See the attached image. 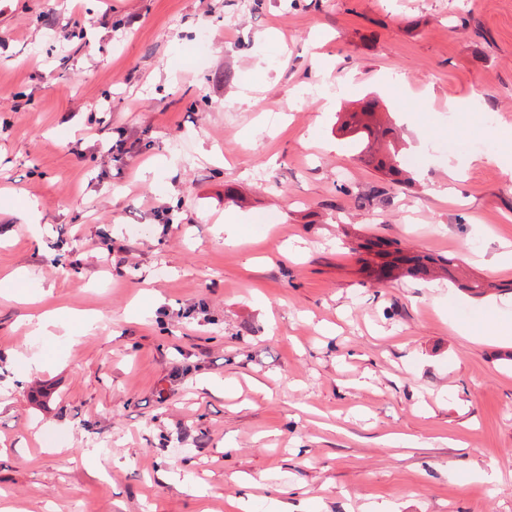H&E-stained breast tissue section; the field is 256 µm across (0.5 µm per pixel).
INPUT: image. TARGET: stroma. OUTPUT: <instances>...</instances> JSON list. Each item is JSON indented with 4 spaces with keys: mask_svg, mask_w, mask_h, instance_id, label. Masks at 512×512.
I'll list each match as a JSON object with an SVG mask.
<instances>
[{
    "mask_svg": "<svg viewBox=\"0 0 512 512\" xmlns=\"http://www.w3.org/2000/svg\"><path fill=\"white\" fill-rule=\"evenodd\" d=\"M367 238L512 282V0H0V507L512 512V294ZM377 106L376 99H369L364 102L361 112H347L348 118L341 125V130L358 142L361 160L374 164L376 170L394 182L410 183L411 177L400 164L395 129L390 124H372L364 119L372 118ZM376 143L380 145L377 149L374 148ZM399 245L397 241L378 240L370 242L366 248H377L376 253L380 256L395 254V260L403 265L402 270L407 275L435 276L441 272L450 279L457 278L458 265L455 258L438 257L422 252H405Z\"/></svg>",
    "mask_w": 512,
    "mask_h": 512,
    "instance_id": "1",
    "label": "stroma"
}]
</instances>
